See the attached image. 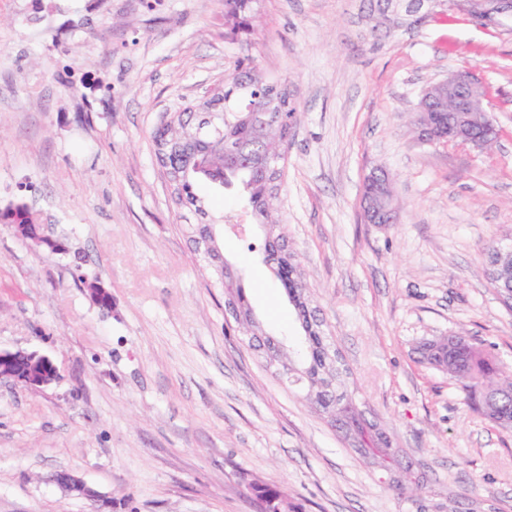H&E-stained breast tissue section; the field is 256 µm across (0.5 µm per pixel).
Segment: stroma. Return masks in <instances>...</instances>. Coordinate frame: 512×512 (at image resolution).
<instances>
[{"label":"stroma","instance_id":"35a3bbf8","mask_svg":"<svg viewBox=\"0 0 512 512\" xmlns=\"http://www.w3.org/2000/svg\"><path fill=\"white\" fill-rule=\"evenodd\" d=\"M255 58L299 109L276 217L348 385L426 493L458 512H512V433L418 346L472 336L512 370V310L486 254L512 243V23L486 28L425 0H260L231 33L224 0H0V208L22 200L68 236L51 255L0 224V348L50 357L60 378L0 384V512H259L250 486L302 512H414L345 447L303 392L264 367L195 263L152 137L223 93ZM473 72L490 91L491 148L419 140L428 82ZM400 214L366 223L371 169ZM263 332L302 329L263 261L237 190L199 180ZM101 279L112 308L75 271ZM70 472L99 497L69 496ZM251 491L264 512H299L285 488L276 485H251Z\"/></svg>","mask_w":512,"mask_h":512}]
</instances>
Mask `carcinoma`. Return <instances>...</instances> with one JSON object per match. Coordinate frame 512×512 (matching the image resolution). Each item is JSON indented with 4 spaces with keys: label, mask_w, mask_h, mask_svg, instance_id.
<instances>
[{
    "label": "carcinoma",
    "mask_w": 512,
    "mask_h": 512,
    "mask_svg": "<svg viewBox=\"0 0 512 512\" xmlns=\"http://www.w3.org/2000/svg\"><path fill=\"white\" fill-rule=\"evenodd\" d=\"M258 0H224L225 17L238 30L241 21L255 18V5ZM240 73L224 84V95L212 100V109L193 117L190 112H180L154 134V151L163 175L168 182L176 201L191 207L207 224L219 227L222 216L206 212L202 201L193 192L196 176L204 175L226 188L237 186L246 194L256 223L266 225L265 250L267 260L273 263L276 277L281 258L276 256L277 245L284 242L278 221L270 214V205L280 195L285 175L286 160H281L279 172L266 171L267 153L282 146L285 128L288 127V113H293V121H298V110H288L293 105L288 91L280 84L263 77L257 70L255 60L239 64ZM0 224L31 225L33 236L42 241L51 237L64 245L67 239L57 236L44 224L39 214L25 202L10 204L0 208ZM211 243L197 244V262L208 268L215 283L224 288L226 303L234 308L251 311L240 280L232 281L224 271L221 255L211 256ZM301 319L304 335L298 336L288 345V364L291 372L284 381L301 389L313 391L308 399L310 405L322 413L341 433L367 465L381 471L390 463L385 456L403 470L405 479H393L390 487L398 491L415 507V512H447L444 504L433 499L418 498L417 492L423 484L422 476L412 463L403 460L401 449L393 447L392 440L375 421H369L359 409L354 397L345 390L342 376L327 372L326 350L330 341L320 328V324L310 322L311 314L302 305L296 306ZM448 347V357L457 368L448 372L465 390L475 405L483 406V390L471 373L485 370L487 358L475 345L472 338L458 334L443 336L425 341L420 346L424 362L438 367L442 347ZM503 417L493 422L505 430H512V395L501 398ZM255 498L261 503L263 512H300L285 488L276 485L251 486Z\"/></svg>",
    "instance_id": "cac0c4a2"
}]
</instances>
